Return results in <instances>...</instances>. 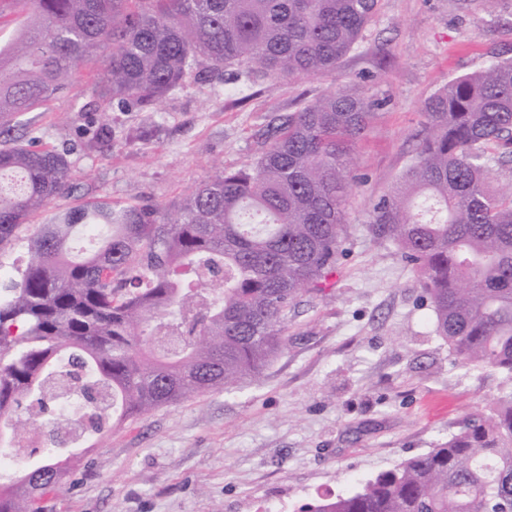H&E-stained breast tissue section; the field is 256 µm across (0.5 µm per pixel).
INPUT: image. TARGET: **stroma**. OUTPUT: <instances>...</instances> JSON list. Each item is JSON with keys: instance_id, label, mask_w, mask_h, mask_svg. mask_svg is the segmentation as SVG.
Returning a JSON list of instances; mask_svg holds the SVG:
<instances>
[{"instance_id": "1", "label": "stroma", "mask_w": 512, "mask_h": 512, "mask_svg": "<svg viewBox=\"0 0 512 512\" xmlns=\"http://www.w3.org/2000/svg\"><path fill=\"white\" fill-rule=\"evenodd\" d=\"M512 58V0H379L336 70L266 82L187 81L152 112L111 110L113 137L86 152L96 121L90 68L28 132L65 152L71 191L52 209L107 197L176 212L216 164L261 149L272 116L339 87L381 100L354 151L344 253L330 288L303 292L288 342L255 379L109 425L80 447L43 512H297L348 494L401 460L429 451L488 408L501 377L463 365L437 336L418 274L371 230L421 139V103L453 78Z\"/></svg>"}]
</instances>
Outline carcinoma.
Returning <instances> with one entry per match:
<instances>
[{"instance_id":"obj_1","label":"carcinoma","mask_w":512,"mask_h":512,"mask_svg":"<svg viewBox=\"0 0 512 512\" xmlns=\"http://www.w3.org/2000/svg\"><path fill=\"white\" fill-rule=\"evenodd\" d=\"M378 0H0V247L69 190L65 154L26 138L21 117L67 93L91 57L99 113L84 148L112 139L109 107L150 112L189 78L251 83L336 69ZM206 64V70L198 67ZM336 88L271 118L262 148L216 167L174 215L100 200L55 211L30 237L20 280L0 293V424L60 383L88 402L85 436L257 375L288 341V309L336 269L352 153L374 117ZM424 136L374 204L372 231L421 277L437 335L462 363L504 375L488 413L350 494L300 512H512V60L456 77L421 105ZM94 225L88 247L75 249ZM55 463L0 484V512H41Z\"/></svg>"}]
</instances>
